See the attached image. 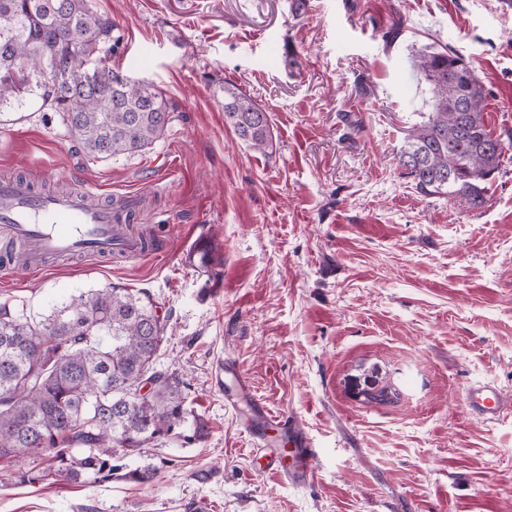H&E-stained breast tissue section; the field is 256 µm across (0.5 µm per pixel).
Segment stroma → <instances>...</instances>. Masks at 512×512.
<instances>
[{"label":"stroma","instance_id":"35a3bbf8","mask_svg":"<svg viewBox=\"0 0 512 512\" xmlns=\"http://www.w3.org/2000/svg\"><path fill=\"white\" fill-rule=\"evenodd\" d=\"M116 21L113 63L175 107L145 152L92 160L58 113L0 108V177L135 194L136 231L166 249L74 256L0 275V301L37 315L115 284L167 316L155 362L206 423L151 449L148 484L0 490V512H512V419L466 411L465 387L512 398V11L503 0H91ZM396 38L387 33L395 20ZM451 46L504 143L485 202L425 196L397 165L423 84L411 46ZM232 84L269 115L251 149L224 125ZM211 243L220 276L189 252ZM299 416L316 448L305 488L267 472L248 420L224 405L220 360ZM370 381L400 392L366 402Z\"/></svg>","mask_w":512,"mask_h":512}]
</instances>
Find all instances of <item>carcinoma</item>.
Returning <instances> with one entry per match:
<instances>
[{"label": "carcinoma", "mask_w": 512, "mask_h": 512, "mask_svg": "<svg viewBox=\"0 0 512 512\" xmlns=\"http://www.w3.org/2000/svg\"><path fill=\"white\" fill-rule=\"evenodd\" d=\"M115 30L89 0H0V106L41 100L91 159L145 151L173 107L147 82H112L105 62L118 45ZM52 58L68 71L60 85L41 74ZM411 58L432 111L409 128L398 166L420 193L478 207L503 154L484 118L482 85L449 47L415 46ZM224 126L255 150L271 142L267 113L234 85L224 86ZM166 328L150 300L116 285L38 318L1 302L0 465L8 473L0 487L106 482L118 472L145 483L156 470L127 459L170 440H201L206 426L188 404L187 384L155 367Z\"/></svg>", "instance_id": "1"}]
</instances>
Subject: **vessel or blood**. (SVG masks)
I'll use <instances>...</instances> for the list:
<instances>
[{"mask_svg": "<svg viewBox=\"0 0 512 512\" xmlns=\"http://www.w3.org/2000/svg\"><path fill=\"white\" fill-rule=\"evenodd\" d=\"M0 236L29 241L27 269L34 273L44 271L48 256L90 251L109 257L143 252L141 242L126 233L111 204L97 201L96 188L91 184L79 185L66 194L38 197L26 182L1 178ZM216 382L224 387L225 406L248 415L251 452L263 459L265 472L298 488L311 484L316 478L315 449L302 420L273 412L257 399L234 360L219 366ZM464 402L470 415L487 423L512 415V398L491 381L470 384ZM274 431L287 438V453L271 447L270 434Z\"/></svg>", "mask_w": 512, "mask_h": 512, "instance_id": "1", "label": "vessel or blood"}]
</instances>
